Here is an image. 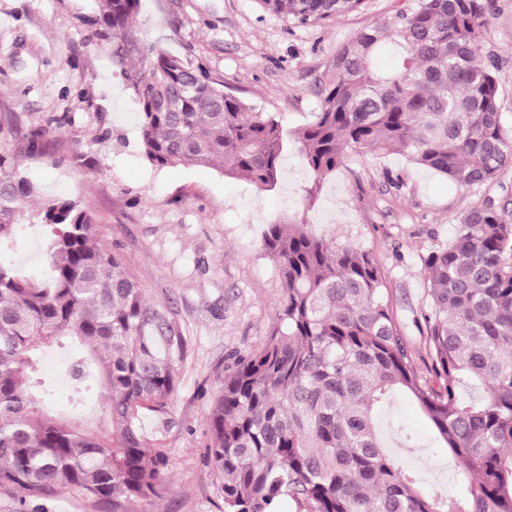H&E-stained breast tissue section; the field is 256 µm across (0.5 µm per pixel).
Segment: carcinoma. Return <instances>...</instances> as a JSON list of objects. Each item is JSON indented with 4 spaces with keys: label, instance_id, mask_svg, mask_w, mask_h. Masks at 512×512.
<instances>
[{
    "label": "carcinoma",
    "instance_id": "cac0c4a2",
    "mask_svg": "<svg viewBox=\"0 0 512 512\" xmlns=\"http://www.w3.org/2000/svg\"><path fill=\"white\" fill-rule=\"evenodd\" d=\"M141 0H97L139 107L141 148L155 167H212L274 189L289 147L314 185L352 154L405 156L461 189L512 166L495 59L480 58L492 0H407L336 47L322 105L297 130L256 112L203 69H190L133 27ZM300 25L364 0H260ZM388 51L394 64H375ZM37 233L43 270L12 258L18 225ZM263 245L283 291L262 346L234 352L210 412L208 463L224 512H512V222L470 208L422 258L428 309L417 323L426 371L384 300L382 269L353 243L302 224H269ZM182 326L146 300L118 248L97 236L79 199L43 195L0 152V488L19 512L76 491L125 512L158 494L169 458L146 444L143 416L176 393ZM65 358L68 410L51 401L44 359ZM98 409L80 414L91 395ZM400 395L470 479L458 495L423 489L396 464L382 420Z\"/></svg>",
    "mask_w": 512,
    "mask_h": 512
}]
</instances>
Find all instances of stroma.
Listing matches in <instances>:
<instances>
[{"label": "stroma", "mask_w": 512, "mask_h": 512, "mask_svg": "<svg viewBox=\"0 0 512 512\" xmlns=\"http://www.w3.org/2000/svg\"><path fill=\"white\" fill-rule=\"evenodd\" d=\"M404 5L365 0L358 11L302 26L259 0H141L135 26L142 44L206 69L295 130L321 108L320 81L337 45ZM98 17L95 0H0V151L43 194L85 202L98 236L117 245L148 300L164 304L189 338L175 395L165 413L144 420L147 443L167 453L169 470L157 498L130 501L126 512H221V480L207 462L212 399L229 354L264 343L282 297L262 246L266 225L302 222L368 250L383 270L393 318L422 359L421 258L471 207L487 203L512 218V166L460 189L400 155H353L317 186L291 149L271 191L210 168L155 169L140 151L138 107ZM480 53L499 63L511 127L512 0H495ZM395 459L428 492L465 486L451 460L427 449Z\"/></svg>", "instance_id": "stroma-1"}]
</instances>
